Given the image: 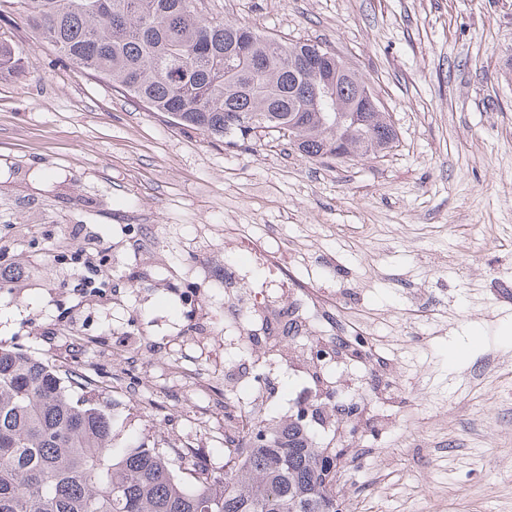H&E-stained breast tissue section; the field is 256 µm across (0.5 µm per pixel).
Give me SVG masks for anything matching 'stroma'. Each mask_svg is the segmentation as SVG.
I'll list each match as a JSON object with an SVG mask.
<instances>
[{"label": "stroma", "mask_w": 512, "mask_h": 512, "mask_svg": "<svg viewBox=\"0 0 512 512\" xmlns=\"http://www.w3.org/2000/svg\"><path fill=\"white\" fill-rule=\"evenodd\" d=\"M208 17L316 40L372 87L397 134L365 161L243 147L174 124L71 63L0 0L24 74L0 79V343L73 367L117 445L186 446L224 469V377L262 371L269 415L360 405L312 432L349 512H512V0H205ZM94 241L70 262L73 232ZM277 235L280 276L344 301L373 359L318 371L303 325L280 353L224 339L237 247ZM94 280V295L81 284ZM204 367L211 380L188 379Z\"/></svg>", "instance_id": "stroma-1"}]
</instances>
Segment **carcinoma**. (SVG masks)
<instances>
[{
    "label": "carcinoma",
    "mask_w": 512,
    "mask_h": 512,
    "mask_svg": "<svg viewBox=\"0 0 512 512\" xmlns=\"http://www.w3.org/2000/svg\"><path fill=\"white\" fill-rule=\"evenodd\" d=\"M26 21L72 63L175 123L236 146L270 131L300 154L377 157L397 133L363 112L370 86L333 51L324 90L302 59L317 43L207 19L194 0H19ZM22 50L0 39V76ZM75 371L0 344V512H336V465L296 419L260 421L245 457L178 478L170 448L113 451L112 417Z\"/></svg>",
    "instance_id": "cac0c4a2"
}]
</instances>
